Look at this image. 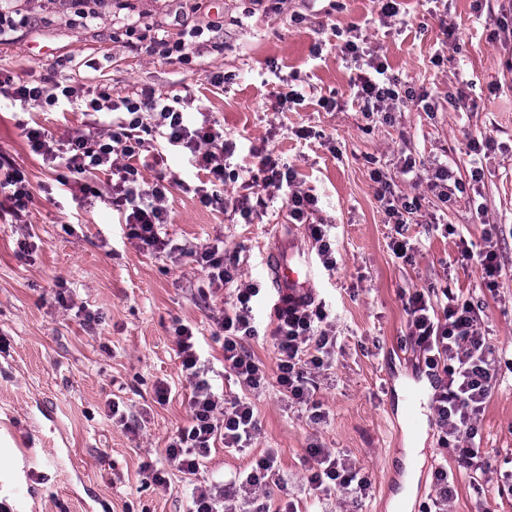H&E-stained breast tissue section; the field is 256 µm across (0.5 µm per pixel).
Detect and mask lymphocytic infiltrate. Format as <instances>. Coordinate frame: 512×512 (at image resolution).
Returning <instances> with one entry per match:
<instances>
[{"instance_id": "f902f5d3", "label": "lymphocytic infiltrate", "mask_w": 512, "mask_h": 512, "mask_svg": "<svg viewBox=\"0 0 512 512\" xmlns=\"http://www.w3.org/2000/svg\"><path fill=\"white\" fill-rule=\"evenodd\" d=\"M201 35V30L192 28L176 40L143 37L134 42L133 48L148 56L186 59ZM341 51L353 60L365 61L368 67L367 73L359 76L356 91L365 115L402 112L416 103V94L400 91L394 80L385 78L377 56L368 55L359 43L346 40ZM0 95L24 106L54 107L81 99L76 87L60 85L51 91L37 80L19 84L3 69ZM84 102L88 111L117 113L111 129L90 125L61 140L44 128L29 127L25 136L32 151L51 168L64 169L61 183L72 178L81 180V190L86 194L93 193L94 188L85 183V176L107 175L110 201L128 226L130 237L148 251L175 254L178 245L161 234L167 221V186L160 177L145 181L142 171L158 164L162 154L155 140L163 138L167 144L185 150L195 169L207 176V185L195 189L201 203L223 207L226 182L237 180L225 162L232 148L225 142L223 132L206 120L198 126L190 123L182 110L149 90L142 91L136 99L125 97L105 104L94 97ZM260 165L261 184L239 180L235 211L243 219H251L253 214L267 209L275 193L280 192L291 219L306 223L316 209L317 199L297 185L293 167L269 154L262 156ZM0 193L11 201L15 218L28 216L32 203L29 183L10 155L2 152ZM193 257L205 274L199 288L202 299L217 297L227 284L236 286L229 310L216 319V336L223 341L225 369L247 394L229 399L216 394L203 377L205 366L197 352L193 328L178 325L175 333L182 370L193 384L191 423L168 442L166 455L180 472L196 478L190 512H270L264 490L275 467L273 455L262 457L246 475L234 473L221 480L197 477L202 459L210 454L216 440H223L225 448L240 450L250 447L256 438L259 428L250 396L265 384L266 372L245 346L258 334L255 302L259 288L240 280L236 266L225 262L220 243L207 244L194 251ZM442 296L443 304L437 309L424 292L405 294L408 340L436 379L433 403L438 443L443 448L454 445L458 466L469 469L478 466L482 454L475 444L479 416L499 384L500 369L512 370V357L504 358L502 351L488 342L482 330L481 305L460 299L448 290ZM266 319L267 333L278 351L275 376L280 393L291 403L309 408L312 421L323 422L325 414L315 394L319 378L336 361L337 348L324 303L308 293H287L269 307ZM307 455L313 462L307 481L315 490L336 491L344 503H358L370 481L349 459L317 443L309 445Z\"/></svg>"}]
</instances>
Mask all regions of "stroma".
Instances as JSON below:
<instances>
[{"mask_svg": "<svg viewBox=\"0 0 512 512\" xmlns=\"http://www.w3.org/2000/svg\"><path fill=\"white\" fill-rule=\"evenodd\" d=\"M122 2L0 0L1 9L32 19L0 37V68L21 82L44 78L115 100L145 89L182 98L223 126L236 145L231 167L258 171L264 151L292 165L303 189L317 196L312 220L329 226L336 250L335 269L325 270L308 226L291 223L278 200L243 221L233 210L236 184L225 185L223 208L204 206L181 186L194 179L188 156L169 149L167 237L191 249L223 240L243 280L265 288L274 264L309 258L308 289L326 301L342 347L315 395L325 422H311L268 382L252 398L260 425L252 447L228 451L216 441L203 476L245 474L272 453L275 504L342 512L338 494L307 482L306 448L315 441L370 479L361 512H393L405 491L409 512H419L441 462L454 475L451 512H512V496L496 487L512 460V379L479 417L485 469L461 470L443 459L433 407L412 428L405 395L433 393L435 379L399 346L407 332L402 291L447 287L482 303L490 343L512 348V0L480 7L475 0H396L399 13L389 19L378 0H133L130 10ZM187 27L204 31L191 62L131 46V35L162 30L175 39ZM353 34L401 89L428 93L426 107L364 116L354 96L361 69L340 51ZM217 71L228 77L218 87L208 79ZM292 88L303 102L278 108ZM331 97L333 111L320 105ZM22 118L20 106L0 100V149L24 171L34 197L25 223L0 217V501L12 512H188L194 479L169 468L165 455L190 421L191 385L174 328L191 324L214 388L241 395L213 337L219 306L201 302L203 273L192 258L149 253L114 223L105 175L94 178L99 196L74 198L30 150ZM305 128L310 138H300ZM488 138L494 146L482 152L476 182L470 144ZM408 158L417 178L402 173ZM437 160L460 183L446 202L427 188ZM377 168L397 196L421 199L404 228L416 247L410 261L389 247L394 227L372 179ZM488 234L501 267L492 288L478 266L461 262L462 247L480 250ZM22 237L31 255L20 254ZM62 290L71 308L56 302ZM88 314L96 319L91 330L83 325ZM161 383L170 390L163 404L154 395ZM114 403L126 423L113 421ZM412 442L422 458L410 490L404 450ZM147 465L165 470L168 487L146 479Z\"/></svg>", "mask_w": 512, "mask_h": 512, "instance_id": "35a3bbf8", "label": "stroma"}]
</instances>
